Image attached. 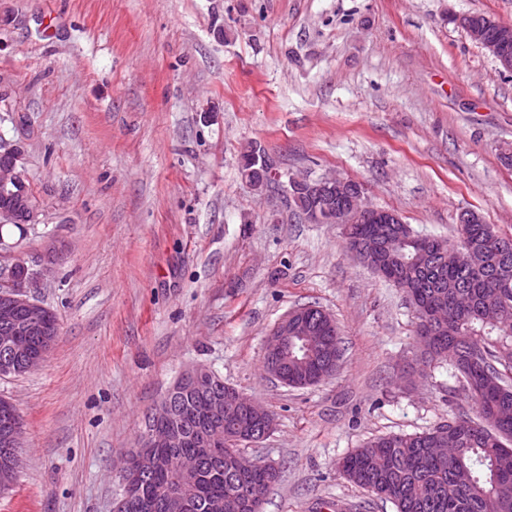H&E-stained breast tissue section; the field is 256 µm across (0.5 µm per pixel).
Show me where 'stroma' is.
Here are the masks:
<instances>
[{
	"instance_id": "1",
	"label": "stroma",
	"mask_w": 512,
	"mask_h": 512,
	"mask_svg": "<svg viewBox=\"0 0 512 512\" xmlns=\"http://www.w3.org/2000/svg\"><path fill=\"white\" fill-rule=\"evenodd\" d=\"M472 13L512 24V0H0V139L39 210L5 236L61 324L45 364L0 376L24 424L0 512H112L146 415L196 366L274 417L242 448L281 471L263 512H396L338 461L470 405L447 368L404 376V294L240 158L257 144L283 176L356 181L419 233L456 239L473 209L512 236V75L457 23ZM308 305L342 357L293 389L266 340Z\"/></svg>"
}]
</instances>
